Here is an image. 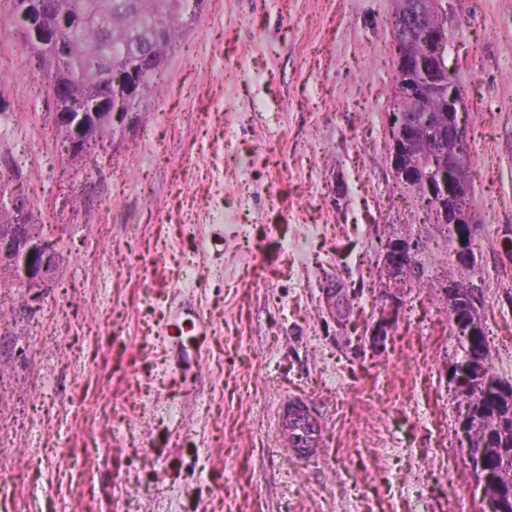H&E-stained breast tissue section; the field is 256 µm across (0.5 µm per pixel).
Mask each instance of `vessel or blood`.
Listing matches in <instances>:
<instances>
[{"mask_svg": "<svg viewBox=\"0 0 512 512\" xmlns=\"http://www.w3.org/2000/svg\"><path fill=\"white\" fill-rule=\"evenodd\" d=\"M168 325L176 330L187 329L196 357H203L213 328L202 315L177 311L171 314ZM274 425L282 451L292 461L304 464L317 457L324 442L326 422L313 410L307 396L292 394L280 399L274 412Z\"/></svg>", "mask_w": 512, "mask_h": 512, "instance_id": "obj_1", "label": "vessel or blood"}]
</instances>
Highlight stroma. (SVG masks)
<instances>
[{
	"mask_svg": "<svg viewBox=\"0 0 512 512\" xmlns=\"http://www.w3.org/2000/svg\"><path fill=\"white\" fill-rule=\"evenodd\" d=\"M392 10L207 0L86 195L21 44L0 54V218L23 196L64 240L35 314L0 269V512H488L456 450L445 303L404 288L384 348L360 340L382 241L425 219L385 159ZM446 27L476 264L432 242L420 260L434 280L481 281L494 370L512 381V0H448ZM330 281L350 295L343 326L324 308ZM182 300L213 327L200 366L189 338L164 334ZM293 392L328 424L303 467L274 431Z\"/></svg>",
	"mask_w": 512,
	"mask_h": 512,
	"instance_id": "obj_1",
	"label": "stroma"
}]
</instances>
